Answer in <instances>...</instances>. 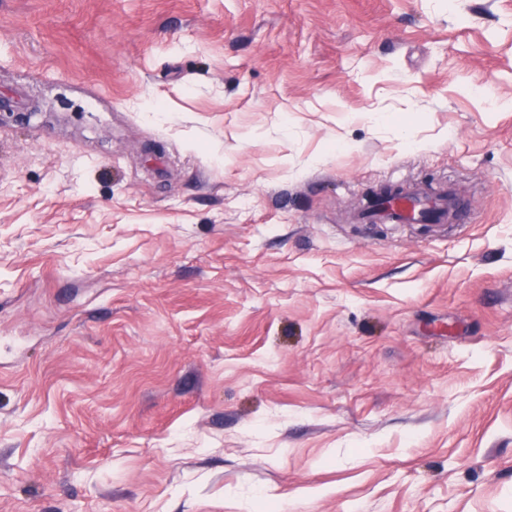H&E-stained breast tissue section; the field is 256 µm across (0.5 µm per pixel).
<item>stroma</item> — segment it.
I'll use <instances>...</instances> for the list:
<instances>
[{"label":"stroma","mask_w":512,"mask_h":512,"mask_svg":"<svg viewBox=\"0 0 512 512\" xmlns=\"http://www.w3.org/2000/svg\"><path fill=\"white\" fill-rule=\"evenodd\" d=\"M2 99L0 512H512V0H0ZM425 219L436 223L466 224L468 213L459 205L453 192H436L425 184H417L382 202L370 216L373 222L383 220L390 224H415Z\"/></svg>","instance_id":"35a3bbf8"}]
</instances>
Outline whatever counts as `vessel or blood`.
<instances>
[{"label": "vessel or blood", "instance_id": "obj_1", "mask_svg": "<svg viewBox=\"0 0 512 512\" xmlns=\"http://www.w3.org/2000/svg\"><path fill=\"white\" fill-rule=\"evenodd\" d=\"M374 219L391 224H413L427 219L438 223L463 224L468 213L450 191L436 192L427 185L405 188L403 193L382 202L373 214Z\"/></svg>", "mask_w": 512, "mask_h": 512}]
</instances>
